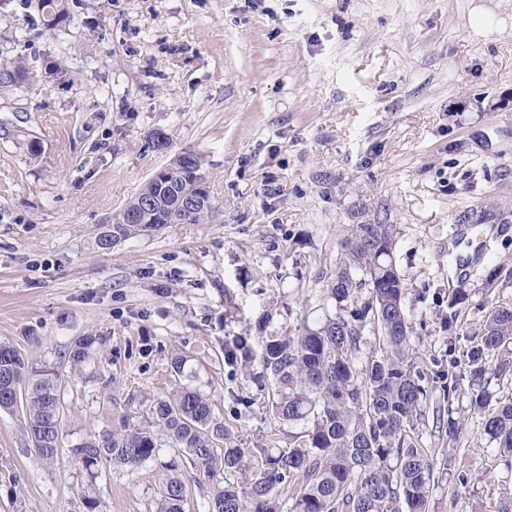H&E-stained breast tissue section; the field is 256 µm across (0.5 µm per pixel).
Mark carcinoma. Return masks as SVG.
I'll list each match as a JSON object with an SVG mask.
<instances>
[{"label": "carcinoma", "mask_w": 512, "mask_h": 512, "mask_svg": "<svg viewBox=\"0 0 512 512\" xmlns=\"http://www.w3.org/2000/svg\"><path fill=\"white\" fill-rule=\"evenodd\" d=\"M48 22L67 15L63 0H42ZM27 81L19 64L0 65V83ZM208 178L199 157L178 156L165 166L161 182H146L139 193L112 217L111 239L99 236L105 250L132 235L166 224L196 223L210 209L168 213L145 205L165 188L171 200L191 199ZM396 225L379 217L349 224L337 242L339 262L327 284L334 313L318 323H303L288 336L261 338L263 373L272 378L271 407L288 423L309 425L306 439L283 448H238L216 441L228 433L213 423L211 399L197 389L179 387L150 400L149 422L124 419L120 427L92 432L74 448L75 461L89 476L100 464L133 472L157 459L162 447L175 448L183 460L161 465L156 512H186L192 487L180 467L189 466L211 481L209 512H283L282 493L292 500L290 512H431L434 465L426 449L409 432L425 420L429 373L420 365L406 314L408 288L395 260ZM470 290L448 294L441 323L449 336L459 335L461 314ZM377 326L380 353L357 366L365 327ZM470 408L483 418L484 432L503 456L512 457V398L503 402L488 389L491 379L512 377V301L493 307L468 332ZM96 343L85 336L74 343L69 358L82 362ZM227 357L246 366L253 357L244 338L225 349ZM456 385L443 387L436 406V428L455 447L462 424L453 417ZM22 409L24 424L38 457L47 465L57 458L64 421L62 381L47 364L40 366L7 344H0V410ZM241 474L244 484L220 478Z\"/></svg>", "instance_id": "1"}]
</instances>
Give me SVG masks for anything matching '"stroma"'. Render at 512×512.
<instances>
[{"mask_svg": "<svg viewBox=\"0 0 512 512\" xmlns=\"http://www.w3.org/2000/svg\"><path fill=\"white\" fill-rule=\"evenodd\" d=\"M66 4L50 29L40 0H0V61L36 78L0 85V342L54 366L65 404L51 465L21 413L0 411V512H88L89 496L95 512H155L174 449L93 478L72 450L122 418L145 423L149 398L178 386L210 396L232 444L293 445L307 424L277 419L260 358L245 367L224 346L331 313L337 241L376 213L397 227L429 404L438 371L457 362L455 460L434 422L412 433L436 464L431 505L512 512V461L469 408V338H449L439 315L461 284L465 327L512 301V0ZM158 129L169 153L149 145ZM183 152L201 159L212 211L98 250L102 226ZM84 336L94 350L72 363Z\"/></svg>", "mask_w": 512, "mask_h": 512, "instance_id": "35a3bbf8", "label": "stroma"}]
</instances>
